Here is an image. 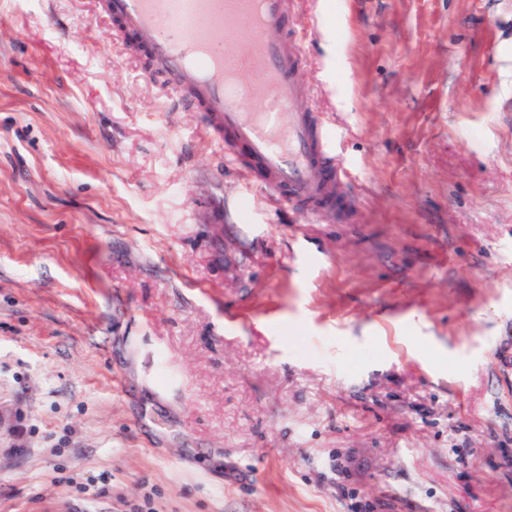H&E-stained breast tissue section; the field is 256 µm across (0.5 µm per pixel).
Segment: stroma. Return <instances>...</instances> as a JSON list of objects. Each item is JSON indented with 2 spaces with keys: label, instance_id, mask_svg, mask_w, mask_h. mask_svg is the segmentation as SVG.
Instances as JSON below:
<instances>
[{
  "label": "stroma",
  "instance_id": "1",
  "mask_svg": "<svg viewBox=\"0 0 512 512\" xmlns=\"http://www.w3.org/2000/svg\"><path fill=\"white\" fill-rule=\"evenodd\" d=\"M288 24L350 224L95 0H0V512H512V0Z\"/></svg>",
  "mask_w": 512,
  "mask_h": 512
}]
</instances>
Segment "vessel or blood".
I'll list each match as a JSON object with an SVG mask.
<instances>
[{"mask_svg": "<svg viewBox=\"0 0 512 512\" xmlns=\"http://www.w3.org/2000/svg\"><path fill=\"white\" fill-rule=\"evenodd\" d=\"M145 47L172 92L207 112L224 152L307 221L355 209L334 136L300 73L306 55L287 31L294 0H96Z\"/></svg>", "mask_w": 512, "mask_h": 512, "instance_id": "vessel-or-blood-1", "label": "vessel or blood"}]
</instances>
